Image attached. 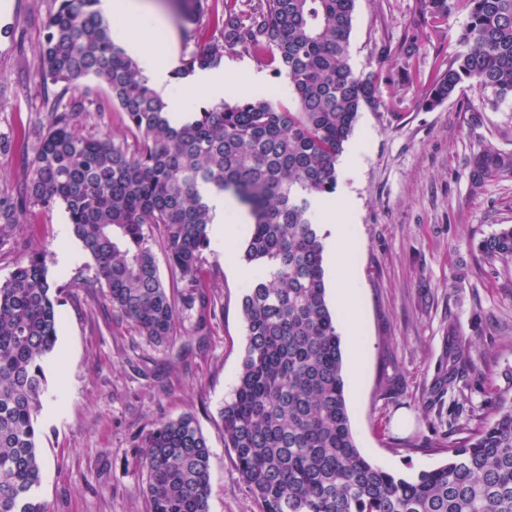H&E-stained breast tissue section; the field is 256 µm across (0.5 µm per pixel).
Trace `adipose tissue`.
<instances>
[{"instance_id":"1","label":"adipose tissue","mask_w":512,"mask_h":512,"mask_svg":"<svg viewBox=\"0 0 512 512\" xmlns=\"http://www.w3.org/2000/svg\"><path fill=\"white\" fill-rule=\"evenodd\" d=\"M102 14L111 16L125 14L133 17L131 25L113 30L112 37L134 56L137 66L150 86L161 96H168L174 70V60L170 49L157 46L150 33V22L155 14L147 9L141 0H99ZM331 236L329 243L338 253L337 286L341 299L347 300L350 285L356 271L348 258L354 253V225L344 223L339 214L329 213Z\"/></svg>"}]
</instances>
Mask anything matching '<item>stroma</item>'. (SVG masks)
<instances>
[{
    "mask_svg": "<svg viewBox=\"0 0 512 512\" xmlns=\"http://www.w3.org/2000/svg\"><path fill=\"white\" fill-rule=\"evenodd\" d=\"M55 0H10L0 19V136L25 130L38 139L48 124L41 102L39 47ZM468 20L459 10L419 25L417 0H356L351 36L357 69L382 64L389 81L386 107L360 113L351 140L359 144L356 171L340 170L333 206L356 227V280L351 301L361 312L357 341L342 337L343 370L352 432L361 455L398 477L411 478L448 460V442L495 417L512 403V266L482 259L479 241L512 224V181L470 191L468 160L491 144L512 150V100L487 109L482 126L469 122L468 104L485 102L475 86L434 110L415 109L438 63L457 49ZM417 35L419 50L400 47ZM388 56H381V49ZM222 70V97L236 101L258 91L276 96L268 70L248 58ZM254 74L239 82L241 73ZM97 118L78 115L87 136L129 139L124 112L98 81L84 83ZM245 227L212 241L201 270L215 314L198 336H175L164 348L113 319L103 295L87 296L75 281L92 261L70 233L63 208L33 211L0 241V280L24 250L76 251L54 261L60 288V327L39 416L43 458L40 501L49 512H146V473L135 448L157 422L192 415L210 449L209 512H261L224 446L219 412L238 382L246 347L241 299L254 268L242 258ZM469 339L468 352L448 361V325ZM454 367L452 385L441 382Z\"/></svg>",
    "mask_w": 512,
    "mask_h": 512,
    "instance_id": "stroma-1",
    "label": "stroma"
}]
</instances>
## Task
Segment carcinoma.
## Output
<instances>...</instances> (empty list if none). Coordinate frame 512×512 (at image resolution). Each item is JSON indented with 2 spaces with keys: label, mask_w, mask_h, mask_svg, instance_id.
<instances>
[{
  "label": "carcinoma",
  "mask_w": 512,
  "mask_h": 512,
  "mask_svg": "<svg viewBox=\"0 0 512 512\" xmlns=\"http://www.w3.org/2000/svg\"><path fill=\"white\" fill-rule=\"evenodd\" d=\"M40 46L50 124L29 145L0 140L20 156L22 179L0 194V238L33 209L64 208L73 237L93 262L80 287L105 289L113 315L155 346L211 299L201 267L211 250L204 190L233 195L252 217L243 260L255 272L242 298L246 349L237 385L220 417L262 512H512V404L495 420L448 445V461L416 477L369 463L354 441L341 338L326 301L324 235L313 199L335 192L337 162L365 109L385 108L379 69L350 63L356 0H224L209 15L219 35L183 56L177 74L249 57L288 82V98L253 95L203 107L171 122L166 104L123 49L97 0H58ZM191 36L203 0H172ZM420 24L468 11L460 50L440 62L414 106L433 110L469 83L512 98V0H417ZM107 86L125 113L133 143L84 136L74 119L91 112L82 83ZM471 190L512 180V151L486 146L470 159ZM161 230L155 240L150 229ZM160 244L182 291L164 284ZM488 261L512 263V225L480 240ZM52 252L26 253L0 281V512H46L38 500L43 460L38 416L46 367L58 340ZM147 474L148 512H209L206 438L188 414L159 421L137 438Z\"/></svg>",
  "instance_id": "obj_1"
}]
</instances>
